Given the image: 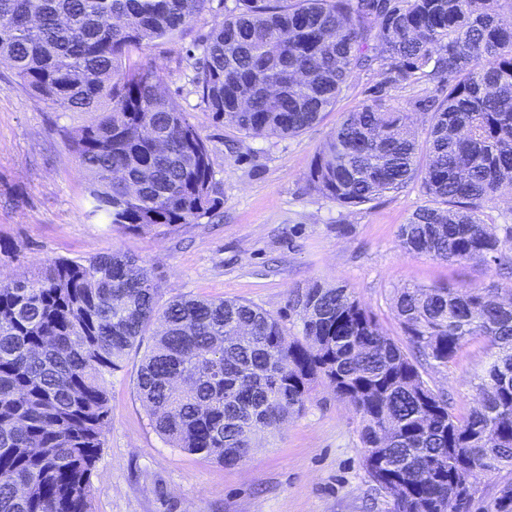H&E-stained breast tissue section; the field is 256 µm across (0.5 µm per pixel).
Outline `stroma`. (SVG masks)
<instances>
[{
    "mask_svg": "<svg viewBox=\"0 0 512 512\" xmlns=\"http://www.w3.org/2000/svg\"><path fill=\"white\" fill-rule=\"evenodd\" d=\"M235 0H212L182 35L150 49L166 94L206 138L220 200L218 216L132 233L86 219L85 180L63 132L88 114L57 112L0 74V269L26 277L54 259L121 251L139 257L163 299L236 298L279 317L290 335L302 321L290 292L342 285L382 330L402 340L399 288L445 284L512 287L495 267L449 264L402 249L398 231L424 204L419 182L344 207L312 189L309 170L344 113L369 100L381 77L359 70L335 109L299 135L247 137L212 121L193 83L201 40ZM494 353L483 340L462 347L424 378L466 415ZM141 351L108 376V416L91 477L92 512H389L363 466L359 418L323 383L304 412L260 432L252 455L223 464L171 447L151 426L136 390Z\"/></svg>",
    "mask_w": 512,
    "mask_h": 512,
    "instance_id": "obj_1",
    "label": "stroma"
}]
</instances>
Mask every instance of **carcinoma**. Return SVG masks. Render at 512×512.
Instances as JSON below:
<instances>
[{"mask_svg":"<svg viewBox=\"0 0 512 512\" xmlns=\"http://www.w3.org/2000/svg\"><path fill=\"white\" fill-rule=\"evenodd\" d=\"M210 0H0V68L60 112L87 182V217L140 233L198 224L219 204L207 140L163 90L145 50ZM500 0H236L203 41L193 79L212 120L252 137L297 135L335 109L352 74L377 67L376 96L345 113L309 173L358 206L420 180L427 203L401 247L449 263L512 265L485 205L512 189V21ZM427 82L425 140L389 87ZM161 292L121 252L0 274V512H90L108 414L106 376L144 351L136 376L150 424L174 448L226 466L255 436L302 411L321 381L359 416L363 465L391 512H437L474 479L456 512H512V289L412 286L395 309L406 344L343 286L291 292L302 336L234 299ZM498 349L480 406L455 416L423 378L461 347ZM505 473L488 488V473Z\"/></svg>","mask_w":512,"mask_h":512,"instance_id":"cac0c4a2","label":"carcinoma"}]
</instances>
